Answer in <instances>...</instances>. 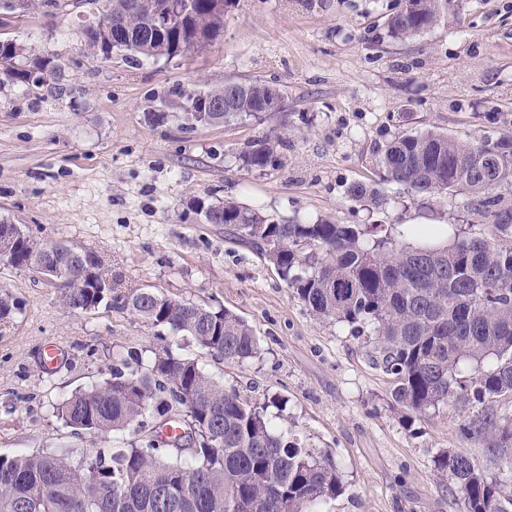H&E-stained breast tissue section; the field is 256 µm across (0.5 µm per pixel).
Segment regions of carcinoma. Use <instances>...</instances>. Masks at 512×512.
I'll list each match as a JSON object with an SVG mask.
<instances>
[{"label": "carcinoma", "mask_w": 512, "mask_h": 512, "mask_svg": "<svg viewBox=\"0 0 512 512\" xmlns=\"http://www.w3.org/2000/svg\"><path fill=\"white\" fill-rule=\"evenodd\" d=\"M129 0H88L100 17L122 14ZM127 19L125 50L147 57L175 58L210 45L224 29L219 0H191L187 14L166 34L153 38L148 25L166 0H134ZM453 0H404L387 21L391 38L405 41L434 27ZM207 42H196L198 34ZM96 55L112 44L93 28L81 30ZM11 40L0 41V63L23 55ZM48 62L20 73L23 81L54 78ZM187 112H207L224 103V122L258 112H278L279 91L261 82H226L197 94L181 90ZM282 138L248 151L246 165L276 163ZM386 180L413 194L462 191L480 197L488 223L512 229V204L497 190L512 186V134L472 145L434 131L400 132L379 160ZM348 193L366 207L384 201L381 191L354 182ZM210 224H222L256 246L279 271L297 298L320 318L352 328L372 340L374 363L395 379L392 400L406 418L441 404L476 402L481 411L459 420L460 433L485 448L484 467L463 449L445 450L434 460L460 494L462 512H512V416L491 403L512 396V247L494 234H467L452 245L431 244L438 228L417 224L410 233L423 243L399 244L369 224L274 223L257 210L227 202L197 204ZM0 222V262L15 268L60 264V301L73 311L104 304L145 323L186 333L212 354L244 362L260 343L252 328L223 308H208L148 288L118 290L102 257L84 249L100 287L77 286L78 267L63 243L32 240L7 244ZM472 363L460 376L459 366ZM262 403L206 374L197 362L166 344L149 359L130 350L112 358L110 378L78 390L56 407V417L76 431L109 436L134 432L123 448H95L77 461L68 452L0 457V512H322L341 492L338 467L318 448H306L274 422Z\"/></svg>", "instance_id": "obj_1"}]
</instances>
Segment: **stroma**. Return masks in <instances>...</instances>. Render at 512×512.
Wrapping results in <instances>:
<instances>
[{"label":"stroma","instance_id":"1","mask_svg":"<svg viewBox=\"0 0 512 512\" xmlns=\"http://www.w3.org/2000/svg\"><path fill=\"white\" fill-rule=\"evenodd\" d=\"M27 0L0 12V40L21 44L0 64V222L32 240L96 250L121 287L151 288L245 320L261 345L246 362L181 336V353L252 399L279 397L278 418L330 454L342 492L323 512H460L453 482L434 466L445 449L484 462L464 439L461 405L406 424L393 380L350 327L314 317L265 258L206 223L193 199L233 201L275 221L379 224L403 245L410 220L436 225L439 244L488 227L465 193L415 195L386 183L381 151L400 131L434 130L464 144L512 132V0H455L434 28L408 41L386 21L403 0H226L224 31L183 57L93 56L80 35L82 0ZM58 65L55 83L15 79L33 59ZM277 87L278 112L216 126H185L177 89L225 81ZM154 112L167 115L152 124ZM287 137L276 166H247L251 146ZM379 185L363 209L351 183ZM18 310L0 319V456L113 448L130 435L92 436L63 424L55 404L110 376V353L159 347L157 329L126 311L65 309L36 271L0 265V290ZM54 343L53 373L40 366Z\"/></svg>","mask_w":512,"mask_h":512}]
</instances>
